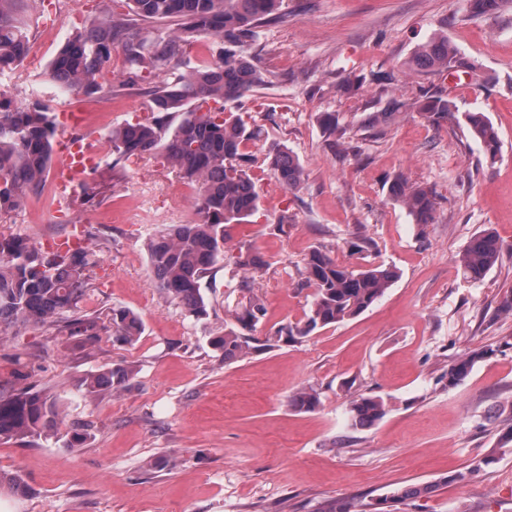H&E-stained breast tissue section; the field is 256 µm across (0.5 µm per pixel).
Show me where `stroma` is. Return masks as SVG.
<instances>
[{
    "instance_id": "obj_1",
    "label": "stroma",
    "mask_w": 512,
    "mask_h": 512,
    "mask_svg": "<svg viewBox=\"0 0 512 512\" xmlns=\"http://www.w3.org/2000/svg\"><path fill=\"white\" fill-rule=\"evenodd\" d=\"M127 11L125 0H19L29 54L0 88L18 108L39 100L60 114L68 100L81 105L83 135L102 146L92 176L100 192L60 211L44 192L27 193L0 216V234L41 246L79 221L102 259L83 310L103 318L130 310L144 331L131 346L104 334L84 348L63 333L0 327V392L30 383L57 400L67 421L94 423L78 448L63 427L33 442L0 440V474L26 484L22 494L0 487V512H320L334 499L374 512L405 485L432 491L390 512H512V442L500 441L512 427V315L499 310L512 291V12L476 16L466 0H285L284 21L261 27L249 48L272 82L242 109L264 131L250 148L254 171L278 143L299 158L305 180L295 191L259 181L262 215L230 227L223 265L201 284L208 314L196 318L156 287L146 249L162 225L196 220L182 181L155 159L126 164L118 178L108 168L111 133L149 108V83L124 87L119 50L91 95H71L46 77L76 31ZM438 31L478 64L471 83L407 67L416 45ZM432 95L489 117L496 160L463 125L393 108ZM376 112L387 121L368 126ZM328 113L337 133L321 123ZM398 176L432 192V224H416L391 199ZM487 229L499 237L500 259L482 279H464L458 257ZM316 247L398 278L358 317L278 339L310 310L314 290L300 271ZM245 251L267 262L253 286L267 315L254 332L258 348L228 365L211 339L243 298L235 259ZM469 357L468 376L449 385V368ZM120 362L136 370L126 389L79 396L82 378ZM305 386L318 390L320 404L300 412L289 398ZM363 395L385 405L366 427L349 413ZM490 453L494 463L472 472ZM160 456L176 467L152 468ZM466 469L465 483H451Z\"/></svg>"
}]
</instances>
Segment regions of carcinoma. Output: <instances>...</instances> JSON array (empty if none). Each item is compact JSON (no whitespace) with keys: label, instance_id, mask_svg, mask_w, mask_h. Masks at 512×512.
Segmentation results:
<instances>
[{"label":"carcinoma","instance_id":"cac0c4a2","mask_svg":"<svg viewBox=\"0 0 512 512\" xmlns=\"http://www.w3.org/2000/svg\"><path fill=\"white\" fill-rule=\"evenodd\" d=\"M0 0V80L10 76L28 53V39ZM505 0H467L475 15L495 16ZM131 15H111L75 34L48 65L49 80L75 93H89L99 79L111 71L112 53L121 49L126 60L125 85L135 86L155 70L165 69V78L152 91L148 115L127 122L112 131L110 169L130 159H163L187 183L200 187L195 202L198 219L187 224H167L150 238L147 250L156 285L197 318L208 315V302L201 281L224 261L227 227L248 224L260 212L258 178L251 171L248 144L260 140L262 131L232 112L227 104L238 103L271 83L258 60L246 47L258 38L263 24L283 21V0H128ZM172 20L178 28L148 42L141 37L137 21ZM197 36H208L220 47L219 61L204 63L190 72L181 71L185 45ZM412 69L441 71L477 70L448 37L435 33L417 46L407 61ZM395 107L414 109L429 122L461 121L485 155L495 160L500 141L490 119L482 112L455 110L453 102L434 96ZM56 114L37 101L26 109L0 98V212L18 208L27 192L40 186L50 167L56 134ZM267 169L284 188H300L304 167L286 147L274 145L267 154ZM390 194L407 206L415 223L433 221L434 201L424 188L408 185L397 177ZM499 239L486 230L470 240L459 258L464 278L479 280L497 263ZM99 259L91 235L63 252L45 250L28 240L0 235V324L52 328L65 331L83 347L94 344L102 330L112 339L136 342L143 332L138 316L123 308L112 309L109 325L101 318L81 313L90 294V278ZM236 264L247 273L262 270L267 262L257 254L241 253ZM305 285L314 288L306 320L280 330L288 338H304L317 328L333 326L355 318L376 303L390 288L396 273L380 266L355 270L336 262L319 248L304 258ZM258 299L234 310L235 324L225 327L211 344L224 355V363L235 362L254 349L252 331L265 317ZM475 358L457 362L448 369V384L455 385L470 372ZM135 370L124 363L91 373L80 388L95 398L125 388ZM298 411H312L319 404L318 393L301 388L290 398ZM355 425L369 426L384 416L383 403L361 396L350 407ZM55 402L35 386H24L0 395V440L40 438L58 426ZM93 422L70 425V446H82L90 436ZM432 490L405 486L381 498L385 505L417 497Z\"/></svg>","mask_w":512,"mask_h":512}]
</instances>
